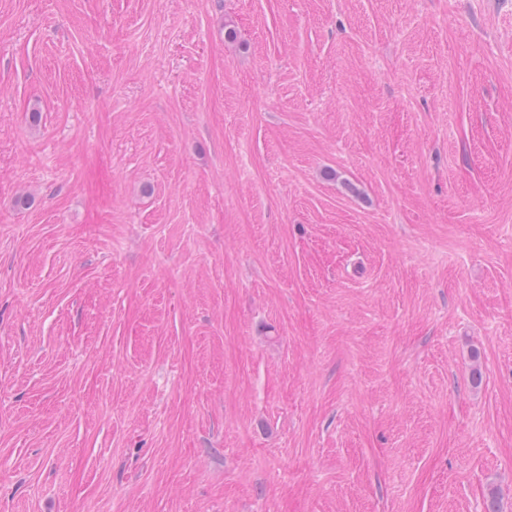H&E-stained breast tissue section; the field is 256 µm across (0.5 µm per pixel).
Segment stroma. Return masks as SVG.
<instances>
[{"mask_svg":"<svg viewBox=\"0 0 512 512\" xmlns=\"http://www.w3.org/2000/svg\"><path fill=\"white\" fill-rule=\"evenodd\" d=\"M492 502L512 0H0V512Z\"/></svg>","mask_w":512,"mask_h":512,"instance_id":"stroma-1","label":"stroma"}]
</instances>
